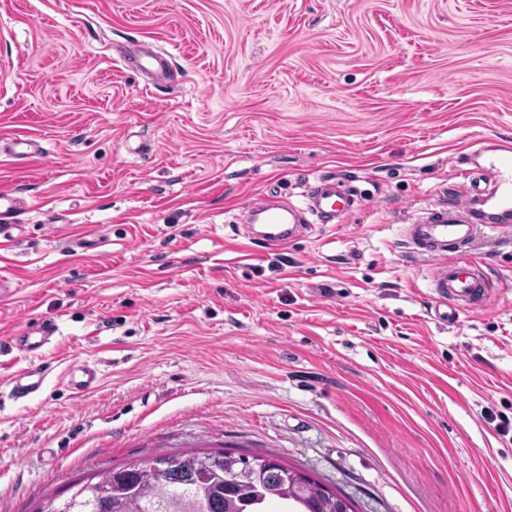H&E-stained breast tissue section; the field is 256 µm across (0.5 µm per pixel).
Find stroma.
<instances>
[{
	"label": "stroma",
	"instance_id": "stroma-1",
	"mask_svg": "<svg viewBox=\"0 0 512 512\" xmlns=\"http://www.w3.org/2000/svg\"><path fill=\"white\" fill-rule=\"evenodd\" d=\"M135 41L170 78L120 60ZM483 139L512 144V0H0V512L196 448L278 455L357 512H512L485 418H512V237L466 249L491 304L445 324L401 236ZM332 176L363 197L345 225L248 237L247 197ZM18 210V199L12 193L0 191V236L16 224ZM55 326L51 323L43 324L42 326L26 330L14 337V341L20 346L26 349L28 352L40 351L51 336L55 333ZM64 377L71 389L78 394L96 389L101 382V375L88 363L74 365L65 372ZM48 368L30 369L13 376L10 380L14 397L25 398L37 393L43 386Z\"/></svg>",
	"mask_w": 512,
	"mask_h": 512
}]
</instances>
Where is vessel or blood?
<instances>
[{"label":"vessel or blood","mask_w":512,"mask_h":512,"mask_svg":"<svg viewBox=\"0 0 512 512\" xmlns=\"http://www.w3.org/2000/svg\"><path fill=\"white\" fill-rule=\"evenodd\" d=\"M124 58L138 64L141 72L153 74V53L141 45L131 43L123 47ZM476 156L483 160L482 168L493 174L495 184L491 191H481L479 186L468 190H454L448 201L439 209L417 218L405 227L409 246L434 259L430 285L435 319L444 323H457L460 315L473 312L485 304L490 290L475 262L462 259L461 253L475 238L478 226L471 210L473 200H481L491 213L501 215L499 230L512 233V146L497 144L480 146ZM356 199L348 188L335 180L325 179L315 186L306 208H297L287 200H273L264 194L254 195L243 207L244 223L262 225L261 239L270 248L286 247L288 242L304 230L307 214L313 213L324 222H343L354 212ZM55 332L53 324L26 330L15 341L30 352L40 351ZM45 369H30L10 380L14 397L24 398L37 393L43 386ZM68 384L75 393L96 389L101 376L87 363L74 365L65 373Z\"/></svg>","instance_id":"vessel-or-blood-1"}]
</instances>
